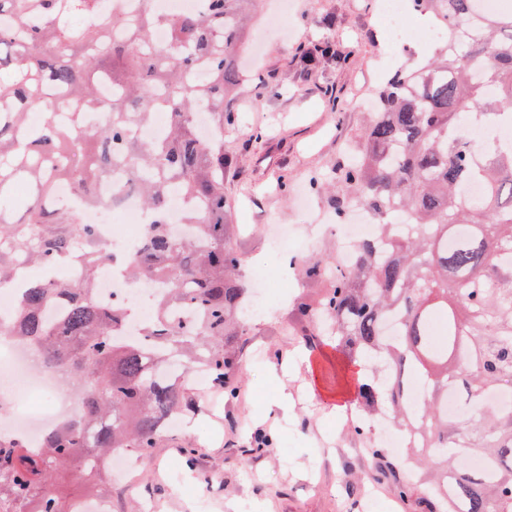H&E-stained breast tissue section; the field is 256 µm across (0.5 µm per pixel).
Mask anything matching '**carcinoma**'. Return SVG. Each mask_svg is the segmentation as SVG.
<instances>
[{"instance_id": "carcinoma-1", "label": "carcinoma", "mask_w": 512, "mask_h": 512, "mask_svg": "<svg viewBox=\"0 0 512 512\" xmlns=\"http://www.w3.org/2000/svg\"><path fill=\"white\" fill-rule=\"evenodd\" d=\"M145 6L114 13L103 0H0V197L24 180L32 189L26 218L0 210V284H25L0 334L29 343L42 363L70 374L83 401L32 454L20 437L0 438V512H72L53 489L60 470L84 477L90 495L106 492L102 459L116 448L146 455L160 447V421L192 406L189 376L169 382L172 361L203 366L210 383L232 399L235 359L226 353L242 334L249 302L242 258L232 244L224 197V128L239 115L227 101L240 80L229 57L242 43L253 0H206L204 11L161 16ZM481 0H414L419 14L448 28V41L414 68L397 71L375 91V109L355 158L336 163V216L361 203L377 214L375 237L355 248L336 273L330 256L310 257L301 273L323 285L301 315L332 327L336 351L361 353L380 373L358 382L368 415L386 403L419 435L410 463L435 465L424 488L413 479L402 498L432 501V512H512V407L479 412L466 424L448 416V388L479 400L512 382V148H474L470 123L512 117V12L489 14ZM467 22L459 30L457 19ZM167 28V53L153 30ZM334 55L326 40L300 49L307 66ZM93 72L112 87L103 125L80 138L65 125L57 100L74 101L85 118L101 109ZM169 124L151 142L137 134L155 108ZM214 117L208 137L196 115ZM116 163L127 170L146 210V240L127 262L135 279L164 292L158 314L139 335H120L126 310L101 299L97 271L112 263L96 228L52 204L68 183L80 204L97 201L95 186ZM483 186L472 198L466 187ZM196 203L191 226L177 238L167 217L177 201ZM78 280L60 278L76 257ZM37 265L42 275L22 271ZM65 314L45 311L60 297ZM186 305L197 321L173 320ZM442 339H432V325ZM417 374L429 393L419 416L406 417L403 377ZM474 454L479 470L455 461Z\"/></svg>"}]
</instances>
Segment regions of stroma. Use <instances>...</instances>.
Segmentation results:
<instances>
[{
  "label": "stroma",
  "instance_id": "1",
  "mask_svg": "<svg viewBox=\"0 0 512 512\" xmlns=\"http://www.w3.org/2000/svg\"><path fill=\"white\" fill-rule=\"evenodd\" d=\"M278 0H257L246 36L256 47L252 76L239 86L236 131L224 150L235 163L224 172V194L242 229L234 246L244 270L261 265L276 273L281 295L249 317L231 349L238 360L235 400L208 416V397L196 382L184 428L167 432L136 471L113 481L112 512H404L397 487L402 468L372 457L367 438L348 425L343 409L356 401L358 365L335 349H311L314 326H301L296 301L317 302L321 287L282 277L266 225L294 224L303 255L322 254L328 242L298 209L300 194L330 211L331 192L321 183L336 161L363 135L372 88L389 71L411 64L390 40L377 0H290L292 28L266 39L264 19ZM331 39L337 56L311 69L297 62L301 47ZM306 349L303 363L285 383L294 397L285 418L268 419L277 386L269 371ZM272 436L258 453L248 446L258 434ZM192 445L193 459L182 453Z\"/></svg>",
  "mask_w": 512,
  "mask_h": 512
}]
</instances>
